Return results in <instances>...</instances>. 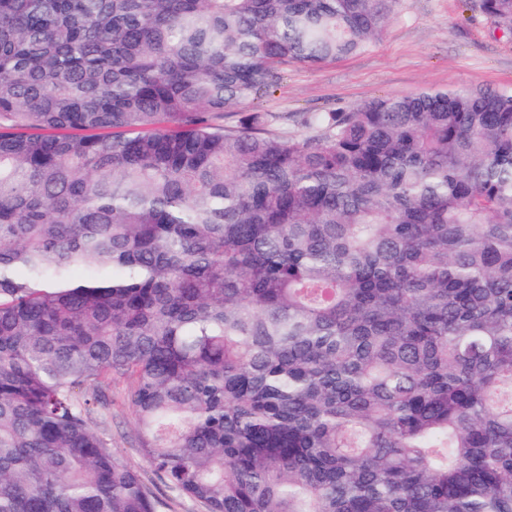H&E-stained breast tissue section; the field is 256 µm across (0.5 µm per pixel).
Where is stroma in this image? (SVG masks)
<instances>
[{
  "mask_svg": "<svg viewBox=\"0 0 512 512\" xmlns=\"http://www.w3.org/2000/svg\"><path fill=\"white\" fill-rule=\"evenodd\" d=\"M448 85L512 87V37L495 30L472 0H398L384 35L369 51L320 68L285 65L271 91L250 108L273 113L276 128L290 132L299 112L350 108L377 96ZM101 426L111 434L117 458L147 472L120 389H113Z\"/></svg>",
  "mask_w": 512,
  "mask_h": 512,
  "instance_id": "35a3bbf8",
  "label": "stroma"
}]
</instances>
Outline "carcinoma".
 Wrapping results in <instances>:
<instances>
[{
	"label": "carcinoma",
	"mask_w": 512,
	"mask_h": 512,
	"mask_svg": "<svg viewBox=\"0 0 512 512\" xmlns=\"http://www.w3.org/2000/svg\"><path fill=\"white\" fill-rule=\"evenodd\" d=\"M396 3L0 0V512H160L114 381L204 512H512V88L248 109ZM100 426L112 434V449L118 459L126 465L139 470L148 477V467L143 456L136 447L135 422L128 402L123 398L120 389L112 388V406L102 416Z\"/></svg>",
	"instance_id": "carcinoma-1"
}]
</instances>
